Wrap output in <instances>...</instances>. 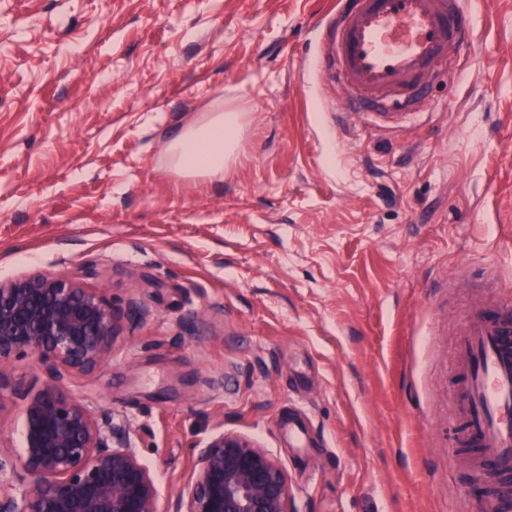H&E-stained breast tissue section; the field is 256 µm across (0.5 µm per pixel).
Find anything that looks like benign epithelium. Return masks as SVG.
Segmentation results:
<instances>
[{"mask_svg":"<svg viewBox=\"0 0 512 512\" xmlns=\"http://www.w3.org/2000/svg\"><path fill=\"white\" fill-rule=\"evenodd\" d=\"M117 317L101 289L39 270L0 279V402L22 399L23 445L0 442V512H155L159 488L125 422L64 390L112 358ZM35 355L49 377L13 391L14 362ZM167 512H295L288 474L234 432L191 448Z\"/></svg>","mask_w":512,"mask_h":512,"instance_id":"benign-epithelium-1","label":"benign epithelium"}]
</instances>
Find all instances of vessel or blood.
Returning a JSON list of instances; mask_svg holds the SVG:
<instances>
[{
	"mask_svg": "<svg viewBox=\"0 0 512 512\" xmlns=\"http://www.w3.org/2000/svg\"><path fill=\"white\" fill-rule=\"evenodd\" d=\"M319 56L328 83L339 87L350 120L398 128L411 120L436 61L473 34L459 0H337L322 23ZM400 98L401 111L389 103ZM453 417L460 445L478 463L512 473V298L468 320L456 346Z\"/></svg>",
	"mask_w": 512,
	"mask_h": 512,
	"instance_id": "obj_1",
	"label": "vessel or blood"
}]
</instances>
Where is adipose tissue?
<instances>
[{
  "label": "adipose tissue",
  "instance_id": "adipose-tissue-1",
  "mask_svg": "<svg viewBox=\"0 0 512 512\" xmlns=\"http://www.w3.org/2000/svg\"><path fill=\"white\" fill-rule=\"evenodd\" d=\"M244 127L238 112H218L207 122L185 129L169 144L173 167L186 174L204 170L220 175L235 156Z\"/></svg>",
  "mask_w": 512,
  "mask_h": 512
}]
</instances>
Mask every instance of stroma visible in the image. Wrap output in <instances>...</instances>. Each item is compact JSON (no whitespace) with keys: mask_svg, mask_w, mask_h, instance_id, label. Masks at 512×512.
<instances>
[{"mask_svg":"<svg viewBox=\"0 0 512 512\" xmlns=\"http://www.w3.org/2000/svg\"><path fill=\"white\" fill-rule=\"evenodd\" d=\"M335 7L0 0V278L93 268L119 336L65 389L127 421L158 512L223 431L296 512H482L451 398L485 282L512 292V0H463L474 40L386 131L336 121ZM228 110L223 174L174 173L171 139Z\"/></svg>","mask_w":512,"mask_h":512,"instance_id":"1","label":"stroma"}]
</instances>
